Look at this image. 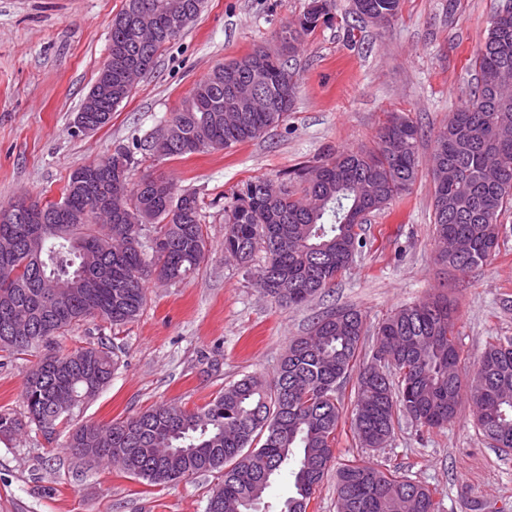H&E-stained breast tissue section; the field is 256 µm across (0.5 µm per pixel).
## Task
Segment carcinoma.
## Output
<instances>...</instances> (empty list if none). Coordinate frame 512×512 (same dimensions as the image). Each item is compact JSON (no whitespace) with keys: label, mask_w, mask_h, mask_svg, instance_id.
Segmentation results:
<instances>
[{"label":"carcinoma","mask_w":512,"mask_h":512,"mask_svg":"<svg viewBox=\"0 0 512 512\" xmlns=\"http://www.w3.org/2000/svg\"><path fill=\"white\" fill-rule=\"evenodd\" d=\"M173 2L189 12L188 24L203 8V0H125L112 19V70L97 74V107L86 113L97 128L130 96V73L150 72L161 48L177 37L167 35L166 5ZM352 10L360 19L390 22L401 0H353ZM329 14L328 0H310L297 22L281 29L279 51L254 49L196 82L188 104L166 120L178 130L172 146L153 138L115 148L112 161H122L124 187H108L83 166L63 188L65 211L48 203L42 220L0 215V353L45 350L27 372L25 415L0 411V438L31 426L52 438L71 418L57 411L59 401L76 410L111 382L119 362L114 345L60 352L54 349L60 335L88 318L112 326L133 321L155 270L176 283L204 260L198 197L162 178L130 184L135 151L145 146L157 158L181 157L246 143L280 125L297 91L285 56ZM474 63L479 81L435 134L432 157L440 165L431 167L434 235L450 244L441 260L462 274L496 255L499 217L512 204V138L498 136L512 129V96L493 93L502 80H512V0L497 6ZM420 137L413 121L394 113L374 147L329 151L295 172L297 193L261 177L242 183L224 205V254L247 266L263 251L257 272L263 292L282 306L306 303L366 246L353 230L356 220L410 193ZM365 335L362 311L338 309L291 341L273 380L244 376L193 410L163 404L121 421L82 425L69 430L66 447L106 456L154 485L219 471L223 480L206 512H255L286 469L293 494L279 512H307L335 462L343 418L337 392L357 366L352 428L361 447H384L400 413L422 427L442 428L466 404L494 447L512 449V340L489 344L477 367L462 373L445 296L395 310L375 328L376 343L366 355ZM336 509L437 512V503L429 486L355 460L336 468Z\"/></svg>","instance_id":"carcinoma-1"}]
</instances>
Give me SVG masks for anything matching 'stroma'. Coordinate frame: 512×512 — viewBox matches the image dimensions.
Wrapping results in <instances>:
<instances>
[{"label":"stroma","instance_id":"1","mask_svg":"<svg viewBox=\"0 0 512 512\" xmlns=\"http://www.w3.org/2000/svg\"><path fill=\"white\" fill-rule=\"evenodd\" d=\"M310 0H205L199 16L159 53L152 71L94 133L73 122L109 50L113 17L125 0H0V206L24 195L60 199L75 169L161 133L194 84L224 61L255 48L276 49L282 26ZM497 0H402L394 21H363L352 0H330L331 20L307 35L291 60L295 105L263 137L227 149L159 159L137 152L132 181L161 176L199 196L205 258L179 283L149 280L147 303L133 322L113 328L90 319L60 337L61 349L113 339L120 365L85 401L72 423H108L160 404L193 409L251 375L271 380L290 341L327 312L354 307L366 317L364 350L395 309L445 294L455 301L454 334L467 367L484 348L512 339V208L500 218L499 251L463 274L437 259L433 234V139L476 85L474 54ZM421 130L419 175L410 192L371 214L367 245L325 293L300 307L265 297L253 270L224 256V203L242 182L283 183L327 149L373 147L390 113ZM33 359L0 357V410L22 413ZM356 376L339 390L346 412L336 432L338 462L396 468L435 489L438 512H512V450L493 448L469 408L440 429L400 418L386 447H361L349 418ZM29 430L0 439V512H206L219 472L159 486L119 467L91 464Z\"/></svg>","mask_w":512,"mask_h":512}]
</instances>
